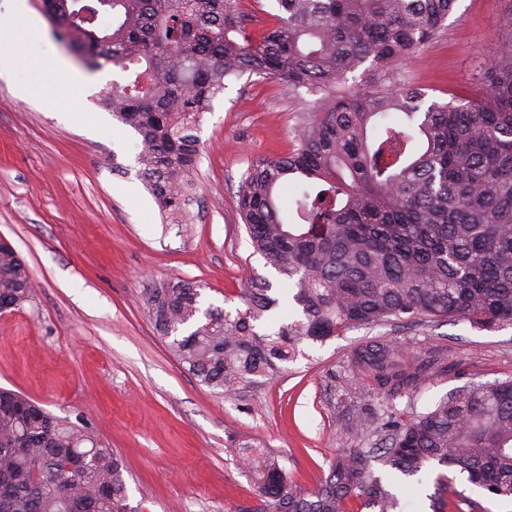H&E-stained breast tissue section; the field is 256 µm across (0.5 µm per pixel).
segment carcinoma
I'll return each mask as SVG.
<instances>
[{"instance_id": "obj_1", "label": "carcinoma", "mask_w": 512, "mask_h": 512, "mask_svg": "<svg viewBox=\"0 0 512 512\" xmlns=\"http://www.w3.org/2000/svg\"><path fill=\"white\" fill-rule=\"evenodd\" d=\"M276 2L278 24L258 38L240 0H51L45 14L88 71L110 64L118 74L97 104L136 133L141 176L169 224L188 221L198 131L228 81L258 74L313 97L297 148L251 165L239 194L254 252L282 277L293 310L266 282L233 313L204 305L199 283L164 284L146 305L173 356L230 397L350 329L423 317L512 325V24L484 100L427 104L412 85L353 90L347 75L365 64L388 75L440 33L455 0ZM287 187L292 223L280 207ZM32 288L23 259L0 241V307H20ZM354 358L391 395L417 379L391 342H368ZM376 460L419 483L434 463L457 468L490 497L512 499V379L471 382L391 421L376 446L341 449L310 492L263 449L245 466L257 512H341L354 497L396 512ZM126 473L88 426L0 388V512H132ZM435 484V501L464 497L450 477Z\"/></svg>"}]
</instances>
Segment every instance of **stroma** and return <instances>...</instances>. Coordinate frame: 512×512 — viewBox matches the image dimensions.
<instances>
[{
    "label": "stroma",
    "instance_id": "35a3bbf8",
    "mask_svg": "<svg viewBox=\"0 0 512 512\" xmlns=\"http://www.w3.org/2000/svg\"><path fill=\"white\" fill-rule=\"evenodd\" d=\"M26 5L38 21L31 66L54 59L85 84L57 101L26 73L0 76V237L35 285L20 308L0 314V388L86 422L123 459L133 512H253L245 446L277 455L310 491L338 449L377 442L361 419H407L467 382L512 378V325L423 320L349 330L230 397L201 385L170 354L145 296L198 282L204 303L232 310L256 279L279 285L249 244L238 190L252 162L296 148L301 106L278 79L230 83L202 119L193 220L164 223L139 176L135 133L96 103L111 67L86 72L37 0ZM511 18L512 0H456L439 36L395 62L394 75L439 101L484 98L483 73ZM375 338L398 344L408 367L426 366L390 401L352 361Z\"/></svg>",
    "mask_w": 512,
    "mask_h": 512
}]
</instances>
